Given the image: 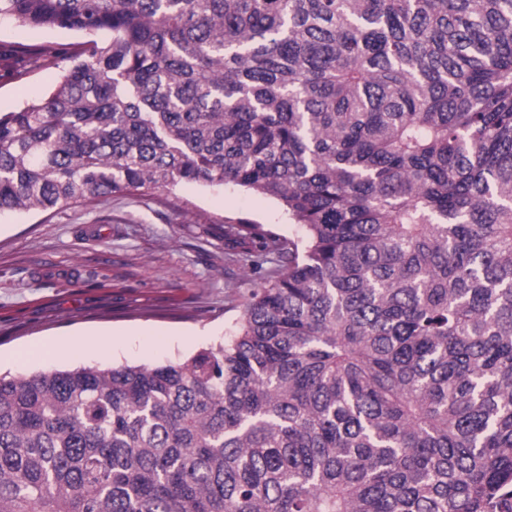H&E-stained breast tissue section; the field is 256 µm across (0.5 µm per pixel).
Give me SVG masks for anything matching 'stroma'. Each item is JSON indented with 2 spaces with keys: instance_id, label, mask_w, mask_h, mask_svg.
Returning <instances> with one entry per match:
<instances>
[{
  "instance_id": "1",
  "label": "stroma",
  "mask_w": 512,
  "mask_h": 512,
  "mask_svg": "<svg viewBox=\"0 0 512 512\" xmlns=\"http://www.w3.org/2000/svg\"><path fill=\"white\" fill-rule=\"evenodd\" d=\"M83 40L0 18V112L44 95L59 74L32 65L16 71L23 51L63 55ZM240 219L295 240L304 235L275 200L231 184L114 194L49 216L0 213V371L161 365L229 339L239 317L233 299L260 280L225 257L224 224ZM91 334L101 345L78 358H12L49 339L70 344Z\"/></svg>"
}]
</instances>
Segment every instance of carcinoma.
<instances>
[{
	"mask_svg": "<svg viewBox=\"0 0 512 512\" xmlns=\"http://www.w3.org/2000/svg\"><path fill=\"white\" fill-rule=\"evenodd\" d=\"M83 33L0 112V212L226 182L295 241L227 343L0 376V512H496L512 496V0H0Z\"/></svg>",
	"mask_w": 512,
	"mask_h": 512,
	"instance_id": "carcinoma-1",
	"label": "carcinoma"
}]
</instances>
